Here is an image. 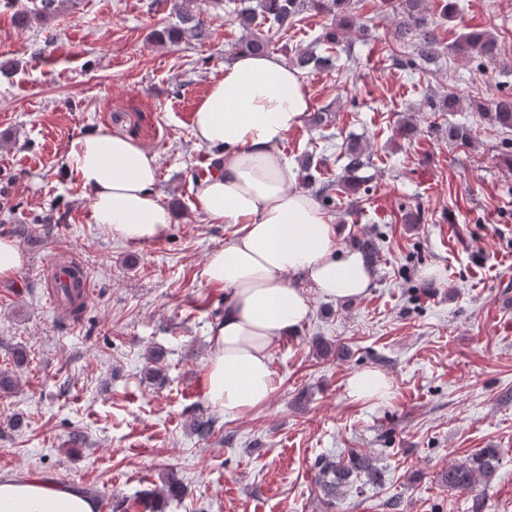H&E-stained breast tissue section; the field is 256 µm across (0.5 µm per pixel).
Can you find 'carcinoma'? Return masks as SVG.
Here are the masks:
<instances>
[{
	"instance_id": "obj_1",
	"label": "carcinoma",
	"mask_w": 512,
	"mask_h": 512,
	"mask_svg": "<svg viewBox=\"0 0 512 512\" xmlns=\"http://www.w3.org/2000/svg\"><path fill=\"white\" fill-rule=\"evenodd\" d=\"M172 7L179 14L182 22L180 27H171L157 33L159 40L177 43L189 36L196 40L206 39L209 36L205 21L200 16L184 8L180 0H170ZM425 0H397L395 10L402 16L397 24L396 39L409 49L408 57L401 61L402 66L411 70H421L428 63L436 62L439 57V42L435 33V26L430 19ZM59 7V0H39L36 8L18 13V18L24 25L34 21H45L55 15ZM313 10L316 12H336V25L326 29L320 40L331 49L339 43L340 36L346 30L356 29L363 35H369V28L358 22L352 13L351 0H257L253 8L242 9L237 12L239 24L249 32L241 39L238 48L243 52L265 54L269 51L270 41L265 36L252 31L253 26H262L271 20L281 31L295 26L301 12ZM455 50L492 60L498 53L496 40L484 30H473L462 34L455 45ZM324 63V59L307 51H297L290 57V64L299 71H306ZM429 108L434 112H457L461 108V100L453 91L448 92L437 100L428 101ZM470 106L482 118H485L499 127L512 129V97H499L487 103L481 100H472ZM448 137L460 145H466L472 138V130L463 125L448 124ZM344 172L346 178L343 182L333 181L317 182L315 173L324 163V158L315 152L305 153L298 158L300 171L311 186L319 185L316 190L321 203L326 207L336 204L333 196L335 188L340 192L352 196L359 192L363 185L358 173L372 165L371 154L367 147L360 143H348L343 151ZM357 248L366 262L373 264L377 261L378 250L375 241L370 237L358 240ZM62 302L70 308V314L77 317L81 314L83 303L79 302L80 291L77 283L73 282L62 287ZM164 353L153 350L147 360L151 366L147 369L148 378L160 381L164 378V369L161 366ZM500 463V451L496 448H484L471 454L465 460L453 464L441 474V482L454 492L472 491L479 484L491 483L495 477ZM319 473L317 482L319 488L328 502H333L343 493L344 488L353 485V479L366 477L374 482L378 480L380 470L373 459L355 450L349 451L348 460L331 461L324 459L318 463ZM184 491L183 478L180 471L170 468L163 477V488L160 495L168 498L178 497Z\"/></svg>"
}]
</instances>
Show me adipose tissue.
Instances as JSON below:
<instances>
[{"mask_svg":"<svg viewBox=\"0 0 512 512\" xmlns=\"http://www.w3.org/2000/svg\"><path fill=\"white\" fill-rule=\"evenodd\" d=\"M300 73L275 54L241 53L226 61L197 105L196 145L217 150L220 168L200 188L199 210L233 225L207 256L200 279L224 287V317L206 366L209 404L237 417L264 407L277 388L274 348L302 330L310 294L335 301L365 295L373 278L360 251L344 246L342 225L296 185L281 146L309 115ZM70 157L87 191L92 219L134 243L165 237L173 217L156 191L159 157L108 130H86ZM389 378L364 370L346 380L351 401L378 404ZM0 512H96L84 495L34 479H0Z\"/></svg>","mask_w":512,"mask_h":512,"instance_id":"adipose-tissue-1","label":"adipose tissue"}]
</instances>
